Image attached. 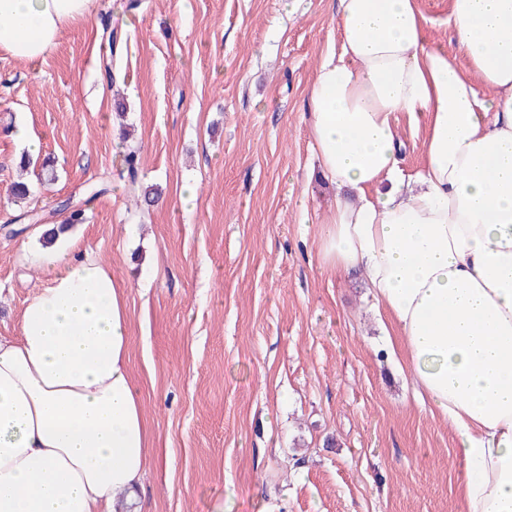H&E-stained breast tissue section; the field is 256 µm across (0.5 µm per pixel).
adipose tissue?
I'll return each mask as SVG.
<instances>
[{"label": "adipose tissue", "instance_id": "adipose-tissue-1", "mask_svg": "<svg viewBox=\"0 0 512 512\" xmlns=\"http://www.w3.org/2000/svg\"><path fill=\"white\" fill-rule=\"evenodd\" d=\"M93 0H0V49L41 61ZM340 50L308 90L336 199L320 256L362 271L415 382L457 437L465 512H512V0H452L456 54L415 0H336ZM467 68H460L458 57ZM426 126L405 174L393 122ZM127 299L74 257L0 336V512H149L151 434L129 369Z\"/></svg>", "mask_w": 512, "mask_h": 512}]
</instances>
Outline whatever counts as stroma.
Listing matches in <instances>:
<instances>
[{
    "mask_svg": "<svg viewBox=\"0 0 512 512\" xmlns=\"http://www.w3.org/2000/svg\"><path fill=\"white\" fill-rule=\"evenodd\" d=\"M336 0H94L43 60L0 51V192L29 183L52 212L106 181L74 255L124 287L130 371L156 455L139 497L151 512H464L447 421L418 402L362 271L321 266L319 220L336 189L313 170L305 104L318 62L338 49ZM123 41L126 79L102 67V14ZM122 94L140 149L134 204L116 174ZM406 173L424 127L395 115ZM26 126L54 160L20 170ZM196 189L184 209L179 192ZM0 199V336L55 267L39 227L5 223Z\"/></svg>",
    "mask_w": 512,
    "mask_h": 512,
    "instance_id": "35a3bbf8",
    "label": "stroma"
}]
</instances>
